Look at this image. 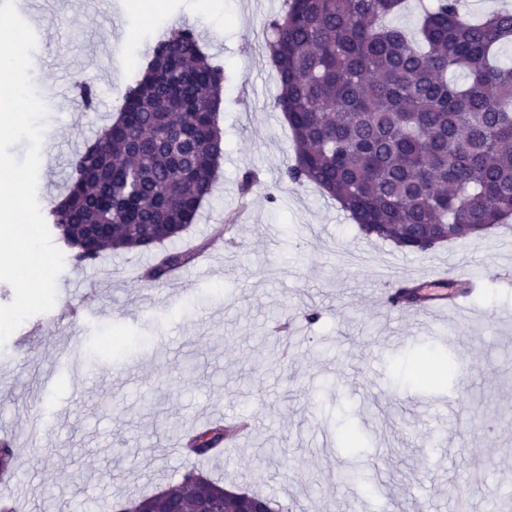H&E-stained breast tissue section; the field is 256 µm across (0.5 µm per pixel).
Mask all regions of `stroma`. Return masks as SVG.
I'll return each instance as SVG.
<instances>
[{
	"mask_svg": "<svg viewBox=\"0 0 512 512\" xmlns=\"http://www.w3.org/2000/svg\"><path fill=\"white\" fill-rule=\"evenodd\" d=\"M57 2L15 0L36 33L32 82L47 106L41 210L63 195L72 157L116 116L162 30L190 26L224 69V157L186 239L236 220L208 249L204 277L161 287L141 279L151 250L94 266L65 258L55 306L95 319L34 316L0 347V429L22 445V512L150 495L192 466L268 495L281 512H490L495 497H512V233L408 253L366 238L316 187L284 179L291 133L264 28L286 0H163L145 13L110 0L119 33L106 13ZM113 44L120 67L95 68ZM85 80L92 108L62 100L59 85ZM433 266L481 282L468 303L480 326L452 310L414 321L379 303L377 289ZM310 310L317 321H305ZM286 311L303 322L283 345L268 327ZM424 352L447 355L446 381L414 383ZM70 360L98 370L82 391L71 388ZM235 413L255 424L221 460L178 451L182 431Z\"/></svg>",
	"mask_w": 512,
	"mask_h": 512,
	"instance_id": "obj_1",
	"label": "stroma"
}]
</instances>
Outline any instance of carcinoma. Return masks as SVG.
<instances>
[{
	"label": "carcinoma",
	"mask_w": 512,
	"mask_h": 512,
	"mask_svg": "<svg viewBox=\"0 0 512 512\" xmlns=\"http://www.w3.org/2000/svg\"><path fill=\"white\" fill-rule=\"evenodd\" d=\"M402 0H290L267 26L279 76L276 106L295 147L285 176L338 202L368 238L418 253L489 232L512 217V67L495 52L512 42V11L479 22L458 0H436L422 46L382 19ZM461 70L465 83L448 80ZM224 71L190 27L152 50L128 86L119 115L76 154L50 229L78 265L107 252L168 244L144 272L151 284L189 268L207 243H181L212 194L224 155L219 127ZM445 363L421 358L415 380L436 383ZM227 429L198 430L188 451L212 456ZM179 509L193 512L199 487L235 512L240 499L192 468L179 481ZM170 512L159 494L128 501Z\"/></svg>",
	"instance_id": "1"
}]
</instances>
